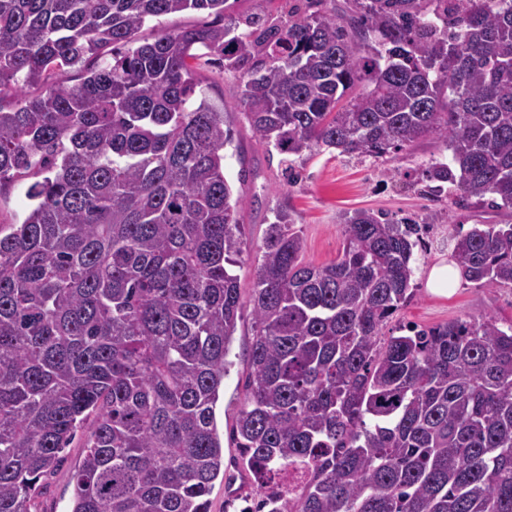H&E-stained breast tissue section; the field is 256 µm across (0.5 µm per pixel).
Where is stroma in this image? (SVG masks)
Instances as JSON below:
<instances>
[{
  "instance_id": "1",
  "label": "stroma",
  "mask_w": 512,
  "mask_h": 512,
  "mask_svg": "<svg viewBox=\"0 0 512 512\" xmlns=\"http://www.w3.org/2000/svg\"><path fill=\"white\" fill-rule=\"evenodd\" d=\"M193 67L198 91L212 106L223 110L234 131L233 144L224 150V170L246 199L242 226L246 247L234 268L239 277L242 312L228 355L230 371L216 406L218 431L226 441L224 476L215 481L210 495L211 512H240L232 501L251 495L253 478L237 465L239 451L228 437L244 402L254 334L250 299L261 247L275 212L291 214L293 229L304 241L305 257L316 264L330 262L341 252L344 214L367 209L401 224L432 217L426 248L413 256L411 296L381 330L382 336L389 337L399 335L406 325L427 329L487 313L495 314L502 324L512 323V286L490 288L465 280L445 296L431 293L426 286L431 266L449 259V242L455 235L475 224L512 222V210L461 205L458 192L451 188L440 195L430 193L425 169L451 157L432 135L381 157L343 155L325 148L300 157H285L252 130L240 103L238 73L225 70L217 56L204 53ZM83 456L82 439H74L65 449L62 462L41 478L33 512H71L73 476Z\"/></svg>"
}]
</instances>
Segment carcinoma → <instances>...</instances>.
I'll return each mask as SVG.
<instances>
[{
    "label": "carcinoma",
    "mask_w": 512,
    "mask_h": 512,
    "mask_svg": "<svg viewBox=\"0 0 512 512\" xmlns=\"http://www.w3.org/2000/svg\"><path fill=\"white\" fill-rule=\"evenodd\" d=\"M227 0H0V512L84 437L72 512H210L224 472L214 407L241 317L244 197L224 173V112L195 94L196 51L241 73L259 138L291 156H382L432 134L426 169L512 208V0H297L138 38ZM112 48V63L50 75ZM40 85L39 94L27 89ZM269 224L235 419L261 499L241 512H512V324L466 317L383 342L414 268L410 227L344 218L333 261ZM465 279L512 285V224L452 239ZM214 17V15H209L208 12L195 11L167 15L158 20L149 22L144 27L141 35L145 38L152 39V37L161 30H176L203 25L213 21ZM33 179L19 180L4 187L0 197V221L2 224L21 223L31 201L27 197Z\"/></svg>",
    "instance_id": "obj_1"
}]
</instances>
